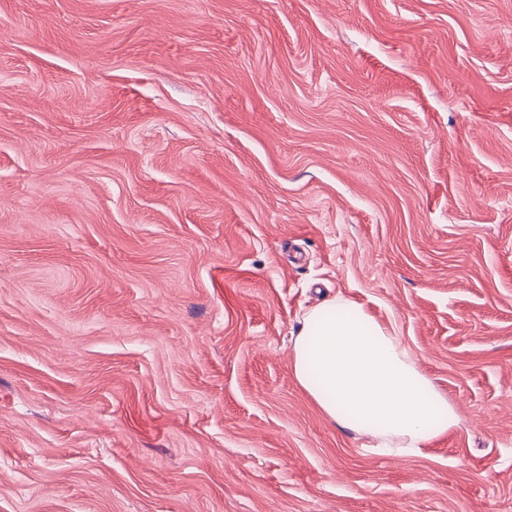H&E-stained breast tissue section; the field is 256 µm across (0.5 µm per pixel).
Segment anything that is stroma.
Masks as SVG:
<instances>
[{
  "label": "stroma",
  "instance_id": "stroma-1",
  "mask_svg": "<svg viewBox=\"0 0 512 512\" xmlns=\"http://www.w3.org/2000/svg\"><path fill=\"white\" fill-rule=\"evenodd\" d=\"M338 296L423 454L295 379ZM0 512H512V0H0ZM292 349L301 387L337 427L380 441L372 448L421 454L458 425L455 408L400 337L356 302L336 298L312 309Z\"/></svg>",
  "mask_w": 512,
  "mask_h": 512
}]
</instances>
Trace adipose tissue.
<instances>
[{
  "mask_svg": "<svg viewBox=\"0 0 512 512\" xmlns=\"http://www.w3.org/2000/svg\"><path fill=\"white\" fill-rule=\"evenodd\" d=\"M292 349L294 376L325 416L377 439L379 450L420 454L459 422L394 330L356 302L336 298L312 309Z\"/></svg>",
  "mask_w": 512,
  "mask_h": 512,
  "instance_id": "ef3b65f1",
  "label": "adipose tissue"
}]
</instances>
